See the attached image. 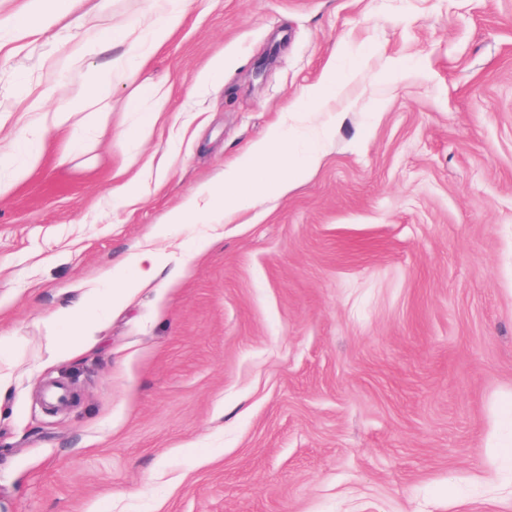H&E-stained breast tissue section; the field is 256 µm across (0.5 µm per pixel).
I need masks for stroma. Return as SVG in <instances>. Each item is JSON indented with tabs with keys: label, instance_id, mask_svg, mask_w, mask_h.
Listing matches in <instances>:
<instances>
[{
	"label": "stroma",
	"instance_id": "35a3bbf8",
	"mask_svg": "<svg viewBox=\"0 0 512 512\" xmlns=\"http://www.w3.org/2000/svg\"><path fill=\"white\" fill-rule=\"evenodd\" d=\"M170 38L113 77L82 122L0 199V512H512L490 447L512 399V0H180ZM0 0V123L22 88L61 97L151 0H82L74 17ZM223 59L224 73L205 71ZM335 64L318 166L187 257L167 223L217 183ZM157 113L148 139L134 131ZM139 192L116 199L115 185ZM154 282L53 360L47 320L147 246ZM73 390L65 408L39 396Z\"/></svg>",
	"mask_w": 512,
	"mask_h": 512
}]
</instances>
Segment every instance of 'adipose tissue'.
<instances>
[{"mask_svg": "<svg viewBox=\"0 0 512 512\" xmlns=\"http://www.w3.org/2000/svg\"><path fill=\"white\" fill-rule=\"evenodd\" d=\"M339 90L337 76L333 73L308 87L299 102L290 107L287 124L273 127L266 140L251 145L235 165L225 169L219 184L195 190L170 212L169 223H229L250 205L287 193L319 164L330 134L329 128L308 123L306 113L335 97ZM106 98L107 83L102 79L91 81L68 105L49 112L43 111L41 97H33L28 109L35 112L36 117L20 145L19 152L25 155L26 164L16 169V178H23L44 158L47 130L70 133L75 116L92 107L98 110L97 120H105L102 107ZM293 138L303 140L302 151L289 150L288 144ZM16 153L0 152V164L12 163ZM166 258L161 250L144 248L121 263L104 268L98 277V287L86 289L87 303L83 308H62L50 314L49 321L62 335L64 349H71L76 338L92 339L101 316L109 308L125 305L141 286L150 283L155 270Z\"/></svg>", "mask_w": 512, "mask_h": 512, "instance_id": "ef3b65f1", "label": "adipose tissue"}]
</instances>
